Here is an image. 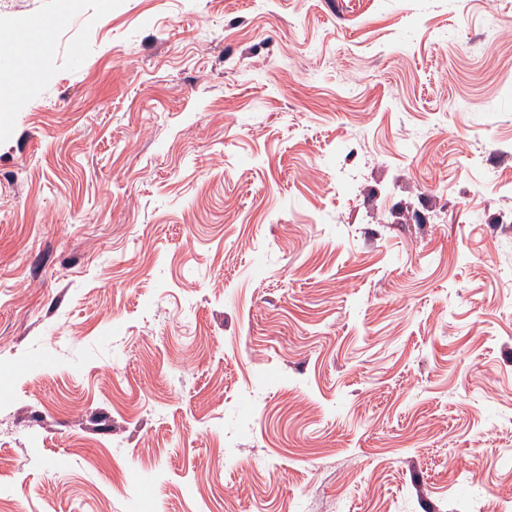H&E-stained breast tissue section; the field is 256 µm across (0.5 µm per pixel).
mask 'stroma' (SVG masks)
<instances>
[{
	"label": "stroma",
	"mask_w": 512,
	"mask_h": 512,
	"mask_svg": "<svg viewBox=\"0 0 512 512\" xmlns=\"http://www.w3.org/2000/svg\"><path fill=\"white\" fill-rule=\"evenodd\" d=\"M0 0V512L512 500V0Z\"/></svg>",
	"instance_id": "35a3bbf8"
}]
</instances>
